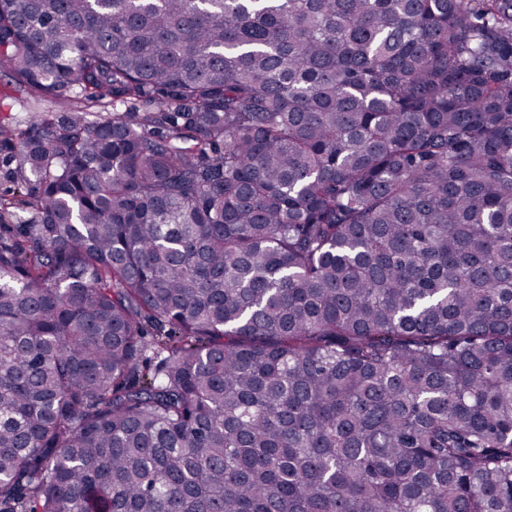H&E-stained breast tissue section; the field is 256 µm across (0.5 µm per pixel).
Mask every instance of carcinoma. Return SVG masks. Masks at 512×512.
I'll return each mask as SVG.
<instances>
[{
    "label": "carcinoma",
    "mask_w": 512,
    "mask_h": 512,
    "mask_svg": "<svg viewBox=\"0 0 512 512\" xmlns=\"http://www.w3.org/2000/svg\"><path fill=\"white\" fill-rule=\"evenodd\" d=\"M4 62L66 107L0 125V512H512V0H0Z\"/></svg>",
    "instance_id": "1"
}]
</instances>
